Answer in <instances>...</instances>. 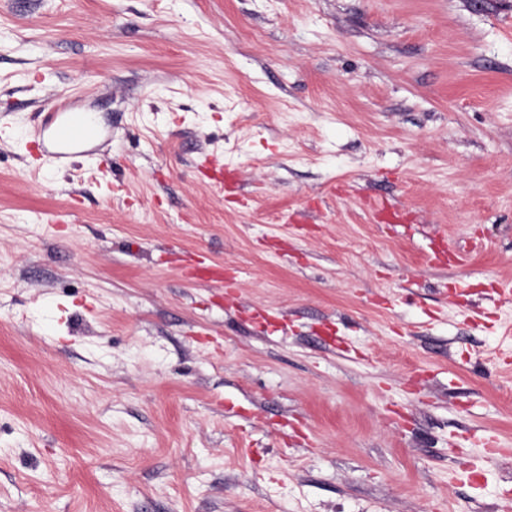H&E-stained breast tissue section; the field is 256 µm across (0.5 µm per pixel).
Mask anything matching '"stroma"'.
Returning <instances> with one entry per match:
<instances>
[{"label":"stroma","mask_w":512,"mask_h":512,"mask_svg":"<svg viewBox=\"0 0 512 512\" xmlns=\"http://www.w3.org/2000/svg\"><path fill=\"white\" fill-rule=\"evenodd\" d=\"M505 282L512 0H0V512H506ZM85 138L81 125L68 116L56 135L54 155L59 159L68 158L73 154L72 149L79 146Z\"/></svg>","instance_id":"obj_1"}]
</instances>
